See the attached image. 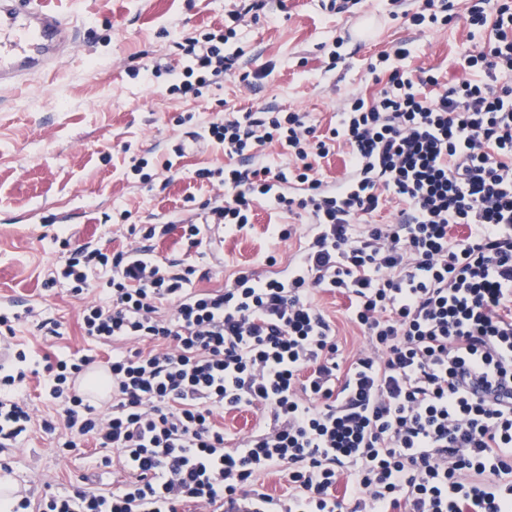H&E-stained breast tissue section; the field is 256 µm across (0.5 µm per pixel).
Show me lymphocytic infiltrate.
Instances as JSON below:
<instances>
[{"instance_id": "f902f5d3", "label": "lymphocytic infiltrate", "mask_w": 512, "mask_h": 512, "mask_svg": "<svg viewBox=\"0 0 512 512\" xmlns=\"http://www.w3.org/2000/svg\"><path fill=\"white\" fill-rule=\"evenodd\" d=\"M265 6L244 0L222 34L189 41L170 93L199 96L231 71L230 40ZM466 22L480 42L461 55L465 78L443 87L413 73L400 43L368 66L387 71L385 85L347 99L328 135L304 112L206 122L229 163L196 170L223 191L185 237L197 245L206 223L243 228L265 197L311 224L286 274L197 289L194 266L146 247L137 259L70 250L48 284L80 299L84 336L112 354L47 363L57 417L38 423L16 396L27 354L13 349L21 367L0 375V448L38 425L69 452L93 441L128 478L19 497L6 512H512V0H469ZM273 142L287 167L259 165ZM339 146L348 164L331 184L318 164ZM390 204L395 222L359 224ZM100 267L110 276L90 302ZM323 288L347 294L367 340L345 369L315 301ZM100 365L111 394L96 405L72 383ZM243 407L258 425L225 447L217 419ZM273 470L286 497L259 487Z\"/></svg>"}]
</instances>
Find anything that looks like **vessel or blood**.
<instances>
[{
    "instance_id": "vessel-or-blood-1",
    "label": "vessel or blood",
    "mask_w": 512,
    "mask_h": 512,
    "mask_svg": "<svg viewBox=\"0 0 512 512\" xmlns=\"http://www.w3.org/2000/svg\"><path fill=\"white\" fill-rule=\"evenodd\" d=\"M77 42L73 23L43 0H0V87L58 65Z\"/></svg>"
}]
</instances>
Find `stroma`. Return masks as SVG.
Returning a JSON list of instances; mask_svg holds the SVG:
<instances>
[{
    "instance_id": "1",
    "label": "stroma",
    "mask_w": 512,
    "mask_h": 512,
    "mask_svg": "<svg viewBox=\"0 0 512 512\" xmlns=\"http://www.w3.org/2000/svg\"><path fill=\"white\" fill-rule=\"evenodd\" d=\"M239 0H52L54 8L85 38L57 69L16 87L0 88V312L16 315V340L34 355L94 350L107 360L112 349L83 336L77 299L63 286L48 287L50 269L65 246L85 243L116 254L130 249V224H168L172 231L151 240L154 255L196 268L195 287L220 288L237 273L272 276L285 270L308 229L306 216L278 214L266 200L254 202L250 224L228 231L218 225L188 246L183 224L197 220L215 188L196 180L195 170L217 168L224 152L198 146L173 157L171 147L195 126L233 111L305 112L318 130L336 123L342 101L377 89L366 67L400 41L415 52L410 69H433L441 83L461 78L458 55L469 32L463 19L442 31L405 26L399 14L413 0H359L351 14L322 9L320 0H269L258 20H246L236 43L243 49L235 70L203 89L198 98L169 95L173 71L181 70L189 39L216 33ZM372 20L373 35L350 38L352 24ZM341 60L327 70L332 51ZM166 71L146 76L145 67ZM268 68L263 80L243 74ZM173 158L175 170L148 167L140 180L131 166L145 158ZM288 224L289 240L272 236L271 225ZM336 325L342 356L364 338L347 318L349 301L334 290L316 294ZM58 333L43 335L42 320ZM102 452L85 446L61 455L51 436L34 431L22 447L0 452L13 482L34 498L62 492L93 477L111 486L125 475L101 467Z\"/></svg>"
}]
</instances>
